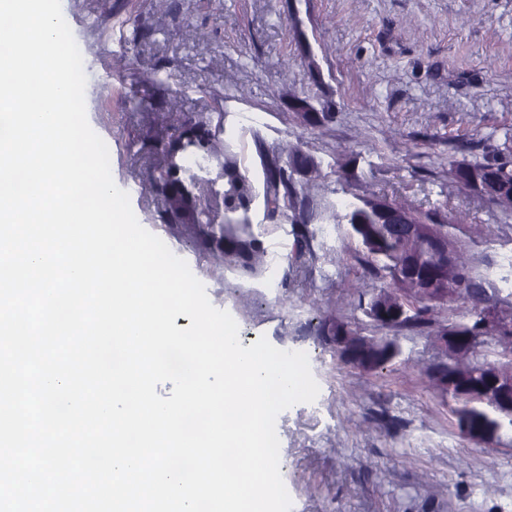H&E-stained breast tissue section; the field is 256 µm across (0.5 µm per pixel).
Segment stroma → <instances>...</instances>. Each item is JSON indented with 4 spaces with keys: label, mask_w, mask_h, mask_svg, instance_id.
<instances>
[{
    "label": "stroma",
    "mask_w": 512,
    "mask_h": 512,
    "mask_svg": "<svg viewBox=\"0 0 512 512\" xmlns=\"http://www.w3.org/2000/svg\"><path fill=\"white\" fill-rule=\"evenodd\" d=\"M83 58L88 123L106 143L115 184L139 223L185 260L211 304L238 324L242 346L266 337L305 352L314 402L276 419L281 476L294 512H512V430L476 443L457 427L455 400L429 367L427 335L396 332L393 364L366 371L318 336L320 320L359 322L356 289L381 287L340 226L320 228L340 202L371 193L463 215L456 235L481 261L512 253V219L457 184L452 162L512 138V0H61ZM164 83L146 82L155 70ZM311 89L336 107L311 128L284 95ZM224 112L225 131L253 113L267 148L301 144L322 164L356 157L357 177L307 188L312 260L292 258L296 225L262 221L275 288L216 266L161 224L150 149L172 112ZM494 227L493 237L479 226Z\"/></svg>",
    "instance_id": "obj_1"
}]
</instances>
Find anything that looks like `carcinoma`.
Instances as JSON below:
<instances>
[{
	"label": "carcinoma",
	"mask_w": 512,
	"mask_h": 512,
	"mask_svg": "<svg viewBox=\"0 0 512 512\" xmlns=\"http://www.w3.org/2000/svg\"><path fill=\"white\" fill-rule=\"evenodd\" d=\"M289 100L292 105L288 111L303 120V107L319 105L322 121L314 124L316 128L336 119L332 105L310 90L292 92ZM171 129L167 139L156 143L157 163L150 175L153 191L164 198L162 223L187 235L197 249L211 254L225 270L249 279L261 277L266 251L254 231L252 212L257 202H262L268 219L297 204L296 223H307L310 202L307 196H298L292 171L302 170V182L309 185L325 177L321 162L297 145L269 150L257 135L262 170V183L258 185L240 165L233 147L221 139L223 114L213 118L176 113L171 117ZM186 155L210 158L224 182L217 185L209 176L188 174V168L181 165ZM356 163L352 156L341 157L330 166V174L348 183L357 177ZM452 176L472 194L512 216V194L505 192V185H512L511 148L496 147L480 159L458 163L453 166ZM219 203L223 205L224 223L215 226L211 224L210 208ZM386 208L414 217L423 230L435 224L430 212L405 200L375 194L362 197L358 209L341 216L345 237L359 247L371 273L388 280L386 286L360 297L359 309L377 326L422 333L431 327L427 318L430 303H461L448 324L433 330L437 339L456 336L458 342L448 343V361L432 368V379L461 403L456 409L458 426L490 419L512 429V413L504 411L500 402L480 397L493 383L512 381V362H491L481 353L490 336L512 344V322L500 327L486 322L491 295L466 246L455 249L452 262L443 270L425 233L401 238L391 232L386 224ZM319 331L336 346L342 360L365 370L383 368L402 355L399 337H368L360 326L348 321L324 320Z\"/></svg>",
	"instance_id": "carcinoma-1"
}]
</instances>
